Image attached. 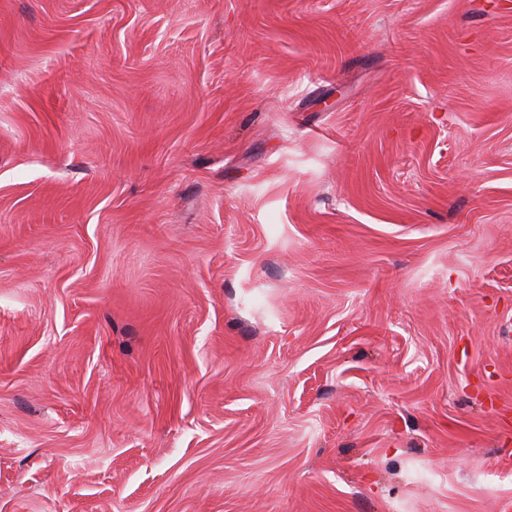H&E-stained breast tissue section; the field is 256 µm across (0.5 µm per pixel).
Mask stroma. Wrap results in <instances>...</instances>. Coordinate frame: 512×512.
I'll use <instances>...</instances> for the list:
<instances>
[{
	"mask_svg": "<svg viewBox=\"0 0 512 512\" xmlns=\"http://www.w3.org/2000/svg\"><path fill=\"white\" fill-rule=\"evenodd\" d=\"M0 512H512V0H0Z\"/></svg>",
	"mask_w": 512,
	"mask_h": 512,
	"instance_id": "1",
	"label": "stroma"
}]
</instances>
